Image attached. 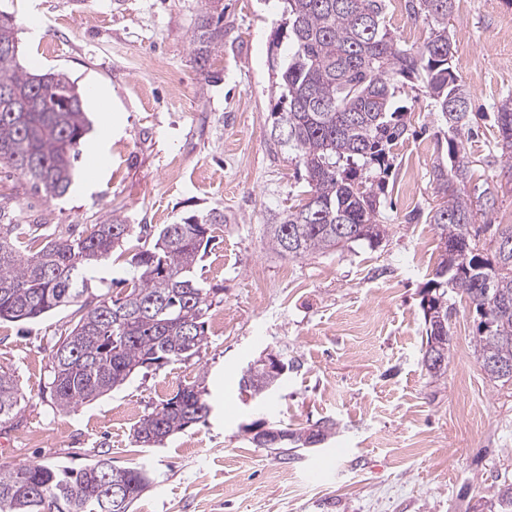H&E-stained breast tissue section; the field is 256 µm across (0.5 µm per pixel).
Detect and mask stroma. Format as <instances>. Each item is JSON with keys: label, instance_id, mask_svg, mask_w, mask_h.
Masks as SVG:
<instances>
[{"label": "stroma", "instance_id": "obj_1", "mask_svg": "<svg viewBox=\"0 0 512 512\" xmlns=\"http://www.w3.org/2000/svg\"><path fill=\"white\" fill-rule=\"evenodd\" d=\"M222 2L224 49L203 70L191 45L200 0H36L45 32L33 41L24 0H0L21 33L23 65L63 71L82 89L97 83L112 109L103 162L91 171L79 159L62 198L0 167V222L51 232L115 213L155 226L224 211L196 267L219 291L206 319L223 316L224 329L208 328L199 355L141 370L99 400L62 410L47 384L70 308L0 325V366L25 395L13 423L0 426V465L77 467L96 453L116 467L145 465L155 481L131 512H499L492 488L512 483V382L483 370L467 297L448 296L447 373L433 378L423 362L421 301L443 253L425 215L437 203L431 171L447 155L446 125L421 85H405L408 136L379 193L385 237L302 258L278 254L267 226L306 188L303 168L270 136L283 4ZM509 18L512 0H459L448 20L453 67L470 91L465 190L495 199L476 216L484 246L495 225L512 224V160L497 149L494 127L499 100L512 95ZM413 211L420 217L411 222ZM267 353L294 368L255 397L239 379ZM193 382L206 390V419L163 445L137 446L138 416ZM328 419L335 436L292 460L250 440L261 424L297 429Z\"/></svg>", "mask_w": 512, "mask_h": 512}]
</instances>
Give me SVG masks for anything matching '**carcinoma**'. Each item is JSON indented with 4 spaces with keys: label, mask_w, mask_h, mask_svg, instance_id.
I'll return each instance as SVG.
<instances>
[{
    "label": "carcinoma",
    "mask_w": 512,
    "mask_h": 512,
    "mask_svg": "<svg viewBox=\"0 0 512 512\" xmlns=\"http://www.w3.org/2000/svg\"><path fill=\"white\" fill-rule=\"evenodd\" d=\"M221 0H201L193 32L196 62L207 63L224 48ZM286 55L279 71L280 96L270 112V135L305 170L307 198L268 225L271 244L283 255L305 257L352 243L373 245L385 233L380 200L367 185L386 175L393 147L405 139L406 107L400 88L422 84L433 110L448 128L450 166H433L441 203L427 214L444 254L422 309L426 336L434 312L450 315L448 291L466 296L480 319L476 352L483 369L512 364V224L497 230L493 258L470 238L473 201L461 190L470 180L464 141L472 133L469 91L453 68L454 42L448 16L456 0H405L410 20L430 26L419 47L403 43L386 23L387 0H282ZM18 29L0 14V166L22 176L31 189L61 198L70 189L91 122L84 96L67 73L34 72L19 60ZM497 147L512 155V96L497 106ZM224 210L212 208L160 228L128 224L114 216L88 234L70 228L43 245L37 224H0V323L34 322L72 306L73 325L52 354L50 395L60 409H75L121 387L138 370L185 361L207 344L205 316L216 289L196 277L202 248ZM131 253V278L120 296H92L87 273L117 249ZM280 378L254 362L241 388H274ZM24 395L10 372L0 369V424L22 409ZM209 404L193 384L143 415L133 429L141 447L151 448L201 421ZM283 439L251 443L286 456L326 441L336 422L306 429H280ZM141 468H121L93 458L79 468L35 463L0 467V512H130L149 488ZM495 496L499 512H512V484Z\"/></svg>",
    "instance_id": "obj_1"
}]
</instances>
